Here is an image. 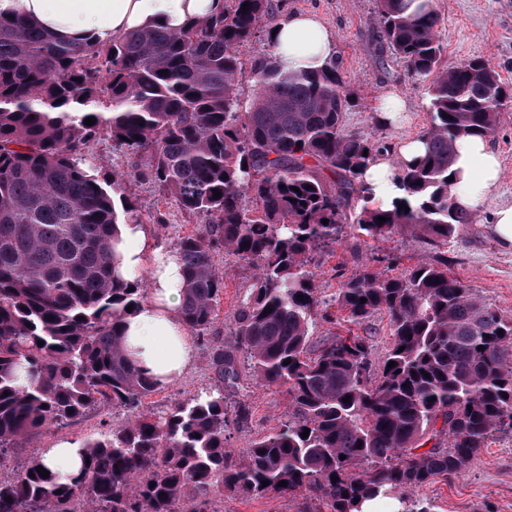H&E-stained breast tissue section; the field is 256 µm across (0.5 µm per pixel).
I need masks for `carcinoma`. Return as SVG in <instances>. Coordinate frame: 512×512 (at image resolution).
I'll list each match as a JSON object with an SVG mask.
<instances>
[{"label":"carcinoma","instance_id":"obj_1","mask_svg":"<svg viewBox=\"0 0 512 512\" xmlns=\"http://www.w3.org/2000/svg\"><path fill=\"white\" fill-rule=\"evenodd\" d=\"M273 7L224 0V11L177 32L150 27L110 44L63 43L0 17V467L95 407L135 410L161 387L123 349L126 307L143 304L147 288L111 268L114 225L141 214L115 198L123 174L86 169L89 142L136 156L139 175L205 218L175 245L188 330L202 336L215 323L224 276L214 254L255 269L234 344L211 347L216 385L83 440V470L68 482L27 461L0 478V512H218L226 491L301 496L303 512H361L377 497L435 512L413 492L461 476L490 439L512 432V317L442 260L399 276L365 265L341 284L350 321L388 316L379 369L359 335L309 349L322 306L310 255L337 242L344 223L373 240L410 227L450 243L473 223L452 199L453 143L493 135L512 89L479 58L444 62L429 0H377L381 43L429 82L430 121L418 135L425 154L397 172L403 196L370 207L359 179L381 146L345 126L352 99L340 62L288 72L269 48L248 68L240 59ZM355 196L364 204L348 216ZM241 352L261 384L284 390L291 414L231 465L224 389L240 383Z\"/></svg>","mask_w":512,"mask_h":512}]
</instances>
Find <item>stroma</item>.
Listing matches in <instances>:
<instances>
[{"label":"stroma","mask_w":512,"mask_h":512,"mask_svg":"<svg viewBox=\"0 0 512 512\" xmlns=\"http://www.w3.org/2000/svg\"><path fill=\"white\" fill-rule=\"evenodd\" d=\"M434 6L444 19L440 39L445 60L459 63L482 58L503 82L512 86V0H434ZM375 8V0H276L263 26L271 28L291 10L316 13L336 35V58L346 72L348 90L355 101L345 117L347 127L391 146L416 136L427 126L429 100L426 82L410 76L391 52H380L379 33L371 23ZM389 91L400 94L406 103L402 124L389 126L376 119L380 98ZM492 142L504 169L499 194L475 212L474 223L461 227L449 245L433 246L427 237L408 228L384 240L363 242L349 227L340 244L316 254L312 269L321 286L326 318L318 322L311 343L336 334H368L372 337L371 362L376 367L382 365L391 341L387 315L378 313L356 325L340 312L336 301L340 284L359 269L355 259L359 252L375 259L378 270L390 276L422 261L446 260L449 273L502 314L512 315V252L499 249L477 231L478 225L489 222L497 206L512 204V108L502 112ZM85 152L101 175L125 174L124 196L138 206L144 222L162 245L174 247L179 238L194 234L202 224V217L185 212L173 197L159 194L148 180L135 176V158L113 148L111 141L91 142ZM215 264L224 276V294L209 336L228 346L233 342L236 306L251 280V272L232 255L216 254ZM242 374L241 389L226 394L229 406L242 401L248 407L245 423L231 431L233 458L237 461L244 458L251 440L277 430L288 418V403L279 389L255 382L250 369H243ZM213 384L208 349L197 345L196 357L185 377L145 398L141 409L163 411L171 404L190 400ZM126 419L123 408H94L78 422L33 439L25 454L38 456L55 439L78 441ZM415 495L433 501L436 512H512V437L492 438L464 475L448 483L425 485L416 489ZM218 508L220 512H300L302 499L253 498L228 492Z\"/></svg>","instance_id":"stroma-1"}]
</instances>
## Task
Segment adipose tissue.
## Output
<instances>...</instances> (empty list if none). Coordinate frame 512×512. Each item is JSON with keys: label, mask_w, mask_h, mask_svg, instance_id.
Listing matches in <instances>:
<instances>
[{"label": "adipose tissue", "mask_w": 512, "mask_h": 512, "mask_svg": "<svg viewBox=\"0 0 512 512\" xmlns=\"http://www.w3.org/2000/svg\"><path fill=\"white\" fill-rule=\"evenodd\" d=\"M223 7L224 0H0V15L22 18L60 41L89 38L108 44L154 25L176 31L188 19L207 17ZM275 28L269 41L285 70H320L333 62L336 38L316 14L287 12ZM425 151L424 142L412 140L376 157L362 175L371 206L386 207L401 196L397 170ZM452 171L454 202L470 212L496 194L503 177L497 150L489 139L480 137L457 141ZM114 237L117 275L126 280L141 277L147 285L146 301L124 319V349L147 375L164 384L178 382L196 355L181 320L180 258L146 224L116 225ZM40 461L65 482L81 470V448L72 440L59 439L43 449Z\"/></svg>", "instance_id": "ef3b65f1"}]
</instances>
